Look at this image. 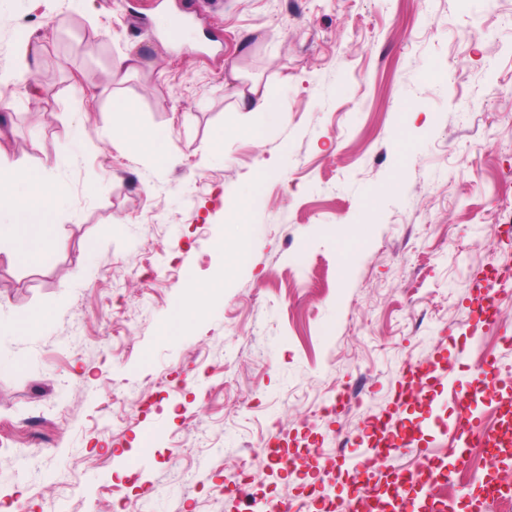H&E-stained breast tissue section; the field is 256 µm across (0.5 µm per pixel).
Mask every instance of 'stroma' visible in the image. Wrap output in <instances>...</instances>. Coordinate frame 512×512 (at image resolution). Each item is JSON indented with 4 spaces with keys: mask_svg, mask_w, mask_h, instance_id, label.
<instances>
[{
    "mask_svg": "<svg viewBox=\"0 0 512 512\" xmlns=\"http://www.w3.org/2000/svg\"><path fill=\"white\" fill-rule=\"evenodd\" d=\"M192 14L175 45L157 15ZM117 86L172 154L107 137ZM277 102L245 136L229 78ZM224 141L213 147L215 129ZM0 148L46 162L65 192L49 264L0 255V512H248L355 494L338 444L395 413L414 432L374 476L443 455L432 424L475 387L480 354L512 382V0H0ZM251 254L233 255L239 239ZM501 273L493 325L474 285ZM220 282L185 334L162 335L190 284ZM454 386L397 399L413 359L452 356ZM349 393L364 410L327 416ZM156 432L146 479L122 452ZM302 450L296 472L264 457ZM330 450L327 465L309 455ZM49 316V312L43 309H34L26 316L16 320L12 329L14 332L23 334L37 333Z\"/></svg>",
    "mask_w": 512,
    "mask_h": 512,
    "instance_id": "obj_1",
    "label": "stroma"
}]
</instances>
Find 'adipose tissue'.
<instances>
[{
    "label": "adipose tissue",
    "instance_id": "adipose-tissue-1",
    "mask_svg": "<svg viewBox=\"0 0 512 512\" xmlns=\"http://www.w3.org/2000/svg\"><path fill=\"white\" fill-rule=\"evenodd\" d=\"M239 111L250 113L246 134L259 139L279 113L277 103L259 94L256 86L237 89ZM112 110L118 119L113 132L136 146L148 150L157 164L171 156L167 134L139 127L134 116L137 108L125 97L111 96ZM60 190L45 178L44 165H29L9 160L0 150V254L10 262L23 265L47 263L56 249V218L53 203Z\"/></svg>",
    "mask_w": 512,
    "mask_h": 512
}]
</instances>
